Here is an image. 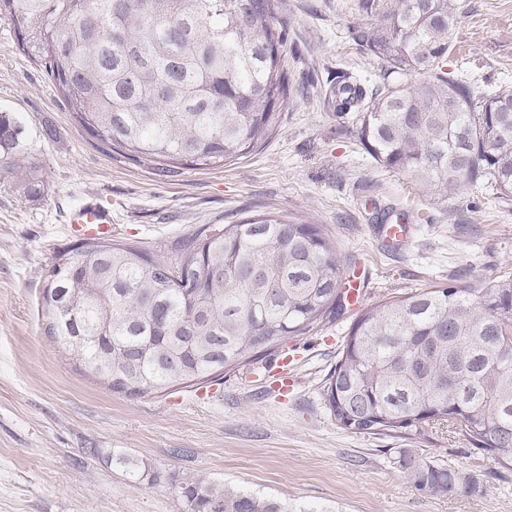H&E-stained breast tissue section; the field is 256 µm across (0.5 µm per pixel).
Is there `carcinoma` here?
<instances>
[{
    "mask_svg": "<svg viewBox=\"0 0 512 512\" xmlns=\"http://www.w3.org/2000/svg\"><path fill=\"white\" fill-rule=\"evenodd\" d=\"M285 0H0L15 46L42 67L73 118L126 158L217 167L265 147L294 98ZM454 0H387L350 29L388 74L373 89L336 72V112L355 113L383 166L448 192L478 182L512 196V91L474 102L448 74ZM0 112V162L37 192ZM175 262L109 238L57 255L43 293L45 333L127 396L207 383L277 351L340 312L344 264L318 225L276 212L215 224L173 245ZM112 355V370L97 367ZM325 405L352 433L466 438L512 471V276L431 288L362 309L328 374ZM394 463L427 495L477 496L483 480L400 448ZM189 512H315L223 489L181 486Z\"/></svg>",
    "mask_w": 512,
    "mask_h": 512,
    "instance_id": "cac0c4a2",
    "label": "carcinoma"
}]
</instances>
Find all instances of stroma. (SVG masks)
Segmentation results:
<instances>
[{"mask_svg":"<svg viewBox=\"0 0 512 512\" xmlns=\"http://www.w3.org/2000/svg\"><path fill=\"white\" fill-rule=\"evenodd\" d=\"M381 0H288L289 65L305 91L262 150L217 168L164 172L88 134L45 72L0 19V111L23 128L18 146L42 174L28 196L0 168V512H187L180 487L204 478L312 512H512V472L464 437L356 434L327 409L324 381L357 311L345 308L219 380L143 397L112 392L44 332L42 295L57 254L75 244L70 211L112 212V238L171 258L208 224L276 211L318 224L346 267L364 268L363 306L441 284L479 287L512 275V198L487 184L428 192L375 161L330 101L337 71L370 87L385 62L352 27ZM447 70L469 71L475 98L512 87V0H455ZM402 224L397 247L382 224ZM281 353V354H282ZM487 474L476 497L423 495L396 449Z\"/></svg>","mask_w":512,"mask_h":512,"instance_id":"35a3bbf8","label":"stroma"}]
</instances>
